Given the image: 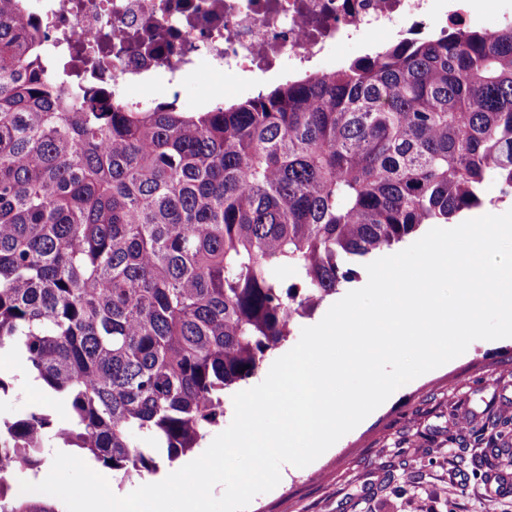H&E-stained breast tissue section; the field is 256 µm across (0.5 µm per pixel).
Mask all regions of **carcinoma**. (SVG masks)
Segmentation results:
<instances>
[{"label":"carcinoma","instance_id":"obj_1","mask_svg":"<svg viewBox=\"0 0 512 512\" xmlns=\"http://www.w3.org/2000/svg\"><path fill=\"white\" fill-rule=\"evenodd\" d=\"M0 0V351L60 400L0 419V512L46 441L155 474L379 251L512 196V24L378 48L218 109L106 111Z\"/></svg>","mask_w":512,"mask_h":512}]
</instances>
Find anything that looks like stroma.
<instances>
[{
  "mask_svg": "<svg viewBox=\"0 0 512 512\" xmlns=\"http://www.w3.org/2000/svg\"><path fill=\"white\" fill-rule=\"evenodd\" d=\"M0 418L57 410L13 353ZM512 338L475 340L398 388L366 422L248 512H512Z\"/></svg>",
  "mask_w": 512,
  "mask_h": 512,
  "instance_id": "1",
  "label": "stroma"
}]
</instances>
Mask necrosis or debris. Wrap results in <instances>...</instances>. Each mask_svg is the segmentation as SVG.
<instances>
[{
    "label": "necrosis or debris",
    "mask_w": 512,
    "mask_h": 512,
    "mask_svg": "<svg viewBox=\"0 0 512 512\" xmlns=\"http://www.w3.org/2000/svg\"><path fill=\"white\" fill-rule=\"evenodd\" d=\"M483 0H22L49 64L67 88L91 87L145 107L167 77L179 101L184 78L208 71L285 78L338 66L342 45L445 33L483 20Z\"/></svg>",
    "instance_id": "necrosis-or-debris-1"
}]
</instances>
